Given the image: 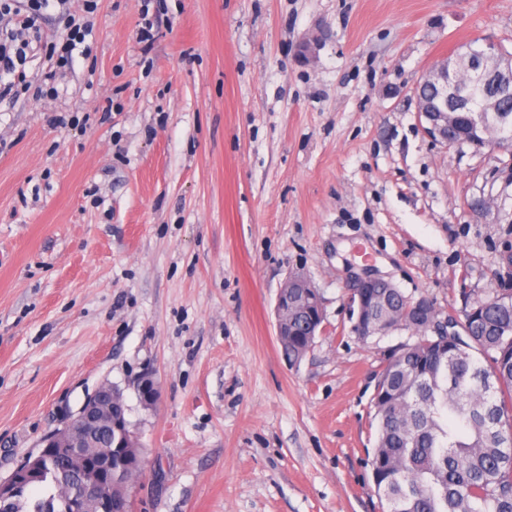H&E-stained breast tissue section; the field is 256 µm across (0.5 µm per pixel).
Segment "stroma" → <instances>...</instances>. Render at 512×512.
<instances>
[{
    "label": "stroma",
    "instance_id": "35a3bbf8",
    "mask_svg": "<svg viewBox=\"0 0 512 512\" xmlns=\"http://www.w3.org/2000/svg\"><path fill=\"white\" fill-rule=\"evenodd\" d=\"M87 21L58 95L0 105V478L106 381L143 445L131 512H382L371 398L412 336L351 333L346 267L457 317L499 288L512 153L430 140L414 88L475 37L512 52V0H99ZM298 272L325 330L291 366L274 305Z\"/></svg>",
    "mask_w": 512,
    "mask_h": 512
}]
</instances>
